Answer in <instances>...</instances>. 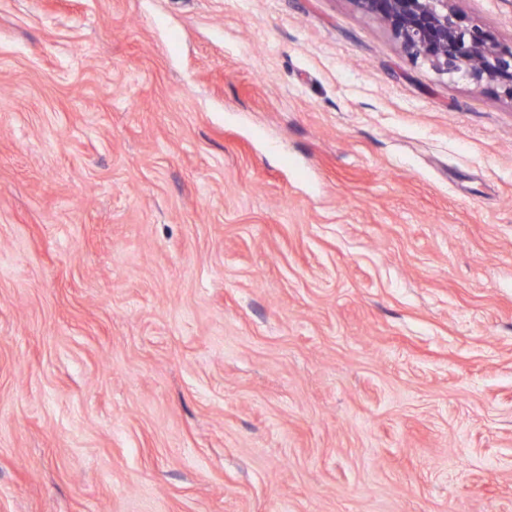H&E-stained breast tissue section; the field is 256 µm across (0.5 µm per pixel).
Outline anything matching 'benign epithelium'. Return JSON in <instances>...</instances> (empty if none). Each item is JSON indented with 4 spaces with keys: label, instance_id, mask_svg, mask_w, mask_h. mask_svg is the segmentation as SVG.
<instances>
[{
    "label": "benign epithelium",
    "instance_id": "7a95c632",
    "mask_svg": "<svg viewBox=\"0 0 512 512\" xmlns=\"http://www.w3.org/2000/svg\"><path fill=\"white\" fill-rule=\"evenodd\" d=\"M390 30L406 56L457 76L476 90L496 87L512 100V46L459 17L454 0H352Z\"/></svg>",
    "mask_w": 512,
    "mask_h": 512
}]
</instances>
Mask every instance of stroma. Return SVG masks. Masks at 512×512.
Here are the masks:
<instances>
[{"instance_id":"35a3bbf8","label":"stroma","mask_w":512,"mask_h":512,"mask_svg":"<svg viewBox=\"0 0 512 512\" xmlns=\"http://www.w3.org/2000/svg\"><path fill=\"white\" fill-rule=\"evenodd\" d=\"M0 512H512V100L351 0H0Z\"/></svg>"}]
</instances>
